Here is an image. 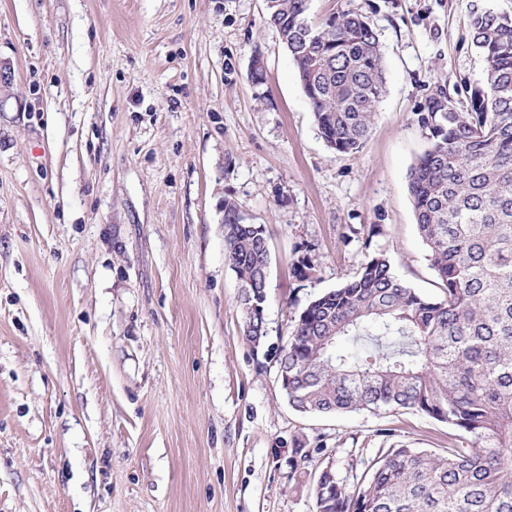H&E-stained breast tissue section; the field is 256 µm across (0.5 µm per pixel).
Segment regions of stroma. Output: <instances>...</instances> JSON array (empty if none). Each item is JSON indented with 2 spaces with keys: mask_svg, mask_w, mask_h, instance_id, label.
I'll use <instances>...</instances> for the list:
<instances>
[{
  "mask_svg": "<svg viewBox=\"0 0 512 512\" xmlns=\"http://www.w3.org/2000/svg\"><path fill=\"white\" fill-rule=\"evenodd\" d=\"M477 8L512 0H310L313 23L351 9L381 45L386 93L345 155L263 0H0V512H315L326 466L444 452L447 423L411 410L292 409L277 356L369 251L440 295L408 171L432 143L429 100L483 83ZM228 200L267 227L256 348L224 255Z\"/></svg>",
  "mask_w": 512,
  "mask_h": 512,
  "instance_id": "1",
  "label": "stroma"
}]
</instances>
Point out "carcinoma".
<instances>
[{
  "instance_id": "cac0c4a2",
  "label": "carcinoma",
  "mask_w": 512,
  "mask_h": 512,
  "mask_svg": "<svg viewBox=\"0 0 512 512\" xmlns=\"http://www.w3.org/2000/svg\"><path fill=\"white\" fill-rule=\"evenodd\" d=\"M267 22L288 42L320 137L353 154L386 92L376 31L343 11L313 25L309 0H274ZM472 45L485 86L419 114L434 139L408 173L418 234L443 286L433 298L370 254L299 313L279 379L300 412L414 410L459 431L445 455L383 448L351 486L335 469L312 485L316 512H512V17L476 10ZM224 201V251L239 280L243 337L264 328L270 251L262 224Z\"/></svg>"
}]
</instances>
